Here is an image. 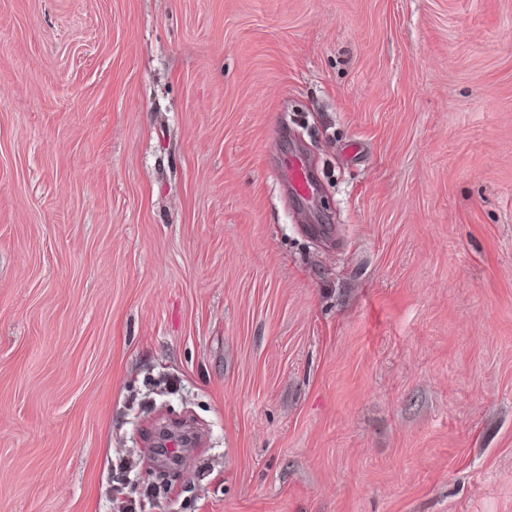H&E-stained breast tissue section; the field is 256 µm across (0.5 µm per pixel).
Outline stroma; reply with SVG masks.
Listing matches in <instances>:
<instances>
[{
	"label": "stroma",
	"mask_w": 512,
	"mask_h": 512,
	"mask_svg": "<svg viewBox=\"0 0 512 512\" xmlns=\"http://www.w3.org/2000/svg\"><path fill=\"white\" fill-rule=\"evenodd\" d=\"M145 499L512 512V0H0V512Z\"/></svg>",
	"instance_id": "obj_1"
}]
</instances>
